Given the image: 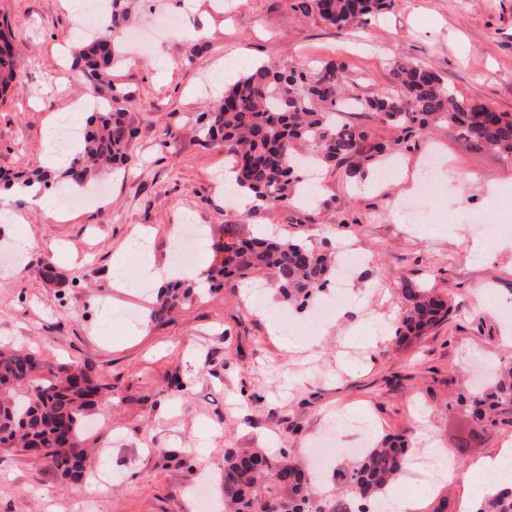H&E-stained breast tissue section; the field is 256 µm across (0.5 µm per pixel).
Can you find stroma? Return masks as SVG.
I'll return each instance as SVG.
<instances>
[{
  "label": "stroma",
  "instance_id": "obj_1",
  "mask_svg": "<svg viewBox=\"0 0 512 512\" xmlns=\"http://www.w3.org/2000/svg\"><path fill=\"white\" fill-rule=\"evenodd\" d=\"M291 0H137L138 24L183 12L200 36L155 40L148 52L124 47L112 82L134 104L137 130L125 175L106 172L107 202L70 210L23 204L20 224H0V348L33 351L42 376L71 359L91 363L103 388L86 434L98 449L105 484L62 478L44 460L0 451V512H197L194 491L223 512L222 472L228 448H293L306 454L318 433L348 425L341 447L361 425L404 434L416 447L467 450L462 469L490 455L502 438L471 436L457 399L469 389V360L506 354L502 320L479 307L512 303V234L487 239L489 255L472 261L475 214L512 218V159L462 142L440 126L409 138L399 178L377 187L355 182L344 167L314 176L313 204L241 209L224 197V152L203 144L193 127L217 98L225 59L238 70L268 60L349 65L352 96L389 87V63L404 55L432 66L461 95L512 112V0H395L362 27L336 30L294 12ZM0 21L16 50L26 84L0 95V176L45 170L43 141L53 112L76 103L85 87L65 54L83 38V22L64 0H0ZM244 236L260 231L301 240L320 251L354 248L366 256L331 319L311 325L261 272L274 312H287L285 347L255 315L239 288L205 295L151 321L157 287L137 288L138 263L128 259L124 283L112 276L118 249L146 234L158 266H174L173 230L201 231L198 263L226 225ZM30 246L19 252L20 238ZM52 264L55 283L36 270ZM429 283L448 299L446 321L426 335L396 336L407 282ZM186 381L176 390L175 380ZM443 475L433 489L399 483L417 494L415 512H458L467 484Z\"/></svg>",
  "mask_w": 512,
  "mask_h": 512
}]
</instances>
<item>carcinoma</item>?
<instances>
[{
    "mask_svg": "<svg viewBox=\"0 0 512 512\" xmlns=\"http://www.w3.org/2000/svg\"><path fill=\"white\" fill-rule=\"evenodd\" d=\"M99 27L78 51L74 70L106 111L93 112L89 129L78 139L70 165L60 178L85 188L103 170L118 171L129 160L136 137L132 101L106 79L118 63L117 40L129 26L132 0H106ZM395 0H293L292 9L319 24L342 29L368 23ZM391 86L357 106L396 132H425L446 124L470 147L512 157V112L460 96L426 63L397 56L389 63ZM348 66L324 61H267L249 67L224 87L222 100L201 114L205 142L232 159L236 184L271 208L293 198L297 147L311 165L346 166L350 178L364 179L378 157L390 151L384 142L368 143L366 129L342 123L336 113L350 106ZM11 41L0 32V92L21 88ZM218 258L204 272L206 288L174 280L161 289L153 318L160 321L203 292L243 284L259 287L254 275L275 274L276 287L289 302L305 306L336 275L337 259L299 241L277 236L230 240L214 247ZM451 310L435 289L409 284L402 289L397 336H422L443 323ZM35 355L0 350V450L24 448L45 459L61 476L81 479L91 461L83 421L98 401L96 371L75 361L57 368L54 379L34 376ZM481 430L512 437V356L500 358L494 380L463 400ZM412 460L401 435L375 437L359 459L341 472L336 490L320 494L310 474L290 449L228 448L224 452V512H370ZM475 512H512V487L493 486Z\"/></svg>",
    "mask_w": 512,
    "mask_h": 512,
    "instance_id": "obj_1",
    "label": "carcinoma"
}]
</instances>
